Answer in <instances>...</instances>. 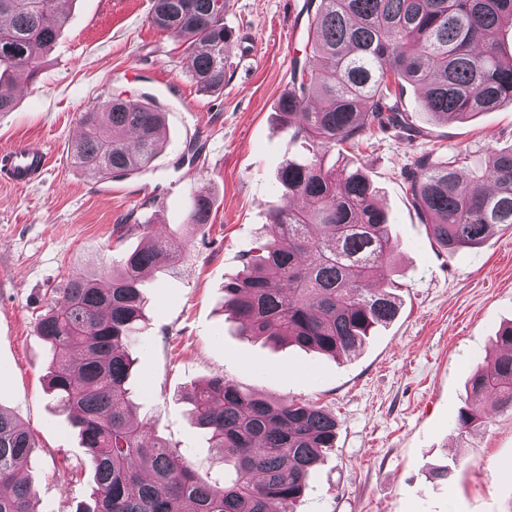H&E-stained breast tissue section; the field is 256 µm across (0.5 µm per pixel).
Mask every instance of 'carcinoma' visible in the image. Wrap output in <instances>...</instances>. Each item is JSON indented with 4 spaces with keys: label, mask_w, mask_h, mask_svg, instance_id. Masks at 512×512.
Instances as JSON below:
<instances>
[{
    "label": "carcinoma",
    "mask_w": 512,
    "mask_h": 512,
    "mask_svg": "<svg viewBox=\"0 0 512 512\" xmlns=\"http://www.w3.org/2000/svg\"><path fill=\"white\" fill-rule=\"evenodd\" d=\"M65 0H0V112L15 107L13 80L33 79L64 22ZM310 53L295 62L278 102L282 122L315 153L280 169L281 190L301 207L269 212V238L254 248L246 274L224 285V305L244 336L348 355L399 313L393 286H373L397 245L387 212L363 170L336 169L323 156L368 131H413L406 86L422 91L440 123H462L512 102V0H306ZM229 0H152L150 23L192 51L198 90H224V26ZM165 112L150 97H112L80 114L72 157L101 179L139 173L166 148ZM469 154L429 152L407 169V193L432 240L453 254L481 244L497 225L512 227V150L490 154L465 178ZM210 201L197 195L187 223H209ZM143 230L149 243L117 269L79 273L56 289L36 324L49 348L47 388L71 414L94 473L92 501L74 512H294L327 449L336 416L310 402L271 401L216 377L186 399L212 447L235 478L218 487L137 418L128 382L144 318L145 271L173 262L183 248ZM487 368H477L455 430L460 439L489 422L483 406L512 412V321L498 335ZM35 442L0 408V512H35L22 478Z\"/></svg>",
    "instance_id": "cac0c4a2"
}]
</instances>
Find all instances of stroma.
Returning <instances> with one entry per match:
<instances>
[{
	"label": "stroma",
	"mask_w": 512,
	"mask_h": 512,
	"mask_svg": "<svg viewBox=\"0 0 512 512\" xmlns=\"http://www.w3.org/2000/svg\"><path fill=\"white\" fill-rule=\"evenodd\" d=\"M152 0H68L67 23L38 78L19 82L0 112V148L34 141L49 150L43 176L25 187L0 180V408L36 443L25 476L38 512L89 501L93 471L66 411L46 391L48 349L35 325L69 277L118 264L144 246L143 225L185 244L177 267L144 278L145 321L131 381L137 415L205 479L223 460L185 395L213 377L274 401L317 403L339 422L336 445L312 474L295 512H512V413L460 441L455 423L477 364L491 361L512 321V227L450 254L421 224L405 192L417 156L457 149L471 162L512 149V103L464 123L436 122L415 88L404 101L421 137L390 131L341 144L329 160L361 168L379 191L399 250L383 281L399 283L397 319L349 356L242 336L224 286L265 237L269 210L290 203L277 183L289 160L312 149L281 124L276 107L304 59V0H230L234 33L224 89L198 91L184 46L156 30ZM155 96L167 147L144 172L98 179L70 156L82 112L112 97ZM209 224L190 231L197 194ZM447 465L450 479H433Z\"/></svg>",
	"instance_id": "stroma-1"
}]
</instances>
